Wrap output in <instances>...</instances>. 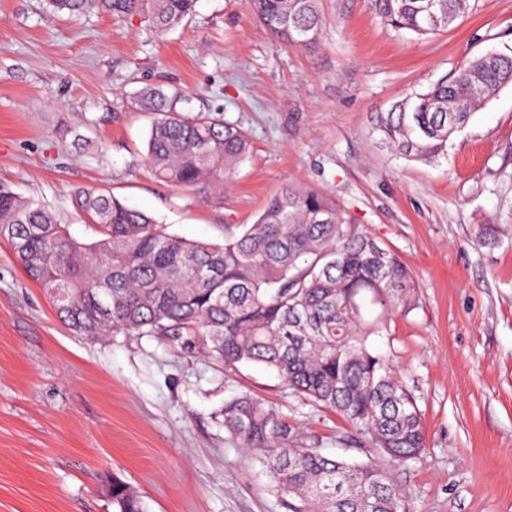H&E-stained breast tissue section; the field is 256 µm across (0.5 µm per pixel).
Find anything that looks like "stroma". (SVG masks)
<instances>
[{
    "instance_id": "1",
    "label": "stroma",
    "mask_w": 512,
    "mask_h": 512,
    "mask_svg": "<svg viewBox=\"0 0 512 512\" xmlns=\"http://www.w3.org/2000/svg\"><path fill=\"white\" fill-rule=\"evenodd\" d=\"M448 30H394L364 0H320L322 46L273 39L250 0H197L165 37L139 18L51 13L0 0V183L41 200L72 233L77 188H104L169 232L220 241L285 185L327 191L413 271L419 302L377 341L424 414L426 447L394 470L411 512H512V86L436 164L376 142L369 117L489 51L512 54V0H471ZM183 111L221 113L252 143L220 198L158 183L144 165L147 87ZM251 393L322 453L375 451L276 372L226 368L182 341L74 335L0 240V512H113L131 486L149 512H285L219 409Z\"/></svg>"
}]
</instances>
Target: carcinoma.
Wrapping results in <instances>:
<instances>
[{"label":"carcinoma","mask_w":512,"mask_h":512,"mask_svg":"<svg viewBox=\"0 0 512 512\" xmlns=\"http://www.w3.org/2000/svg\"><path fill=\"white\" fill-rule=\"evenodd\" d=\"M391 27L420 37L444 30L470 0H365ZM196 0H46L54 13L98 11L137 16L162 38L194 11ZM255 19L277 41L314 52L324 17L318 0H253ZM512 85V55L469 60L453 79L409 92L372 117L393 154L433 163L452 136ZM180 91L144 89L153 115L143 161L163 184L206 196L250 153L237 125L217 114L178 109ZM89 242L44 204L0 186V239L27 277L49 295L59 320L87 339L116 333L187 337L227 367L261 364L297 397L336 411L378 458L348 461L321 453L262 400L242 394L220 410L224 429L253 453L288 512H410V494L392 470L425 448L422 413L375 340L417 305V282L328 193L283 187L252 224L224 226L221 243L171 234L110 192H75ZM115 512H148L127 484L112 480Z\"/></svg>","instance_id":"1"}]
</instances>
